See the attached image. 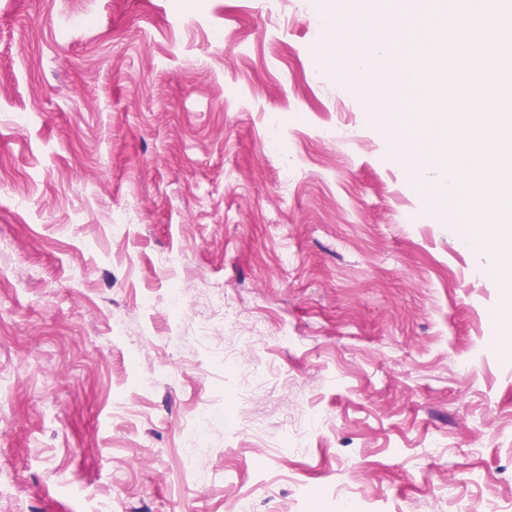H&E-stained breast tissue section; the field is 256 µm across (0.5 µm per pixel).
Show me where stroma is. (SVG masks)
I'll return each instance as SVG.
<instances>
[{"label":"stroma","instance_id":"35a3bbf8","mask_svg":"<svg viewBox=\"0 0 512 512\" xmlns=\"http://www.w3.org/2000/svg\"><path fill=\"white\" fill-rule=\"evenodd\" d=\"M332 25V0H0V512H512L484 195L424 221L326 71ZM215 286L264 324L251 348L213 330ZM201 411L200 479L179 441Z\"/></svg>","mask_w":512,"mask_h":512}]
</instances>
